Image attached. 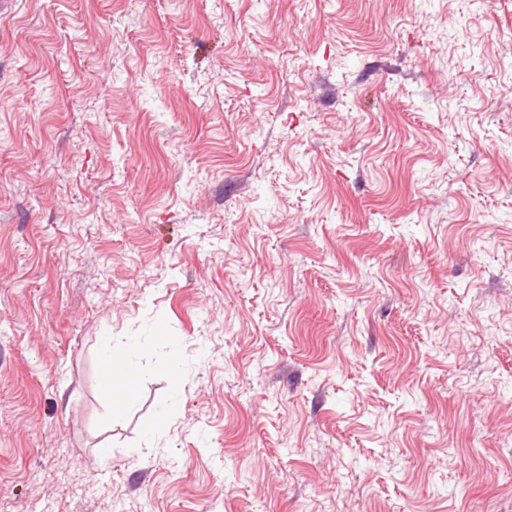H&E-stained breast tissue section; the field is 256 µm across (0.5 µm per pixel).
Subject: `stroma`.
Instances as JSON below:
<instances>
[{
	"mask_svg": "<svg viewBox=\"0 0 512 512\" xmlns=\"http://www.w3.org/2000/svg\"><path fill=\"white\" fill-rule=\"evenodd\" d=\"M0 512H512V0L0 7ZM102 358L108 364V371L101 380V389L110 396L113 416H118L136 403L140 374L135 368V354L129 351L125 356L117 357L106 345L102 351Z\"/></svg>",
	"mask_w": 512,
	"mask_h": 512,
	"instance_id": "obj_1",
	"label": "stroma"
}]
</instances>
